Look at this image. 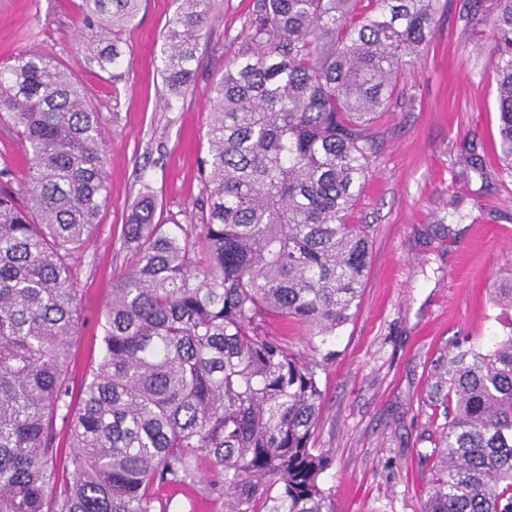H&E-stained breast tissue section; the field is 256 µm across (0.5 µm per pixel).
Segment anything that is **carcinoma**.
Instances as JSON below:
<instances>
[{"label": "carcinoma", "mask_w": 512, "mask_h": 512, "mask_svg": "<svg viewBox=\"0 0 512 512\" xmlns=\"http://www.w3.org/2000/svg\"><path fill=\"white\" fill-rule=\"evenodd\" d=\"M367 2L361 9L357 4ZM141 0H82L84 58L122 56ZM471 21L496 60L499 159L512 171V0ZM440 0H261L250 45L224 61L200 172V222L143 197L124 226L137 262L112 282L102 356L69 377L80 288L72 260L107 199L104 137L72 72L45 55L0 65V122L28 171L0 189V512H163L155 485L207 462L230 512H334L329 460L310 447L321 362L271 331L325 344L358 306L370 240L348 215L370 129L428 44ZM215 0H181L162 36L169 99L185 96ZM512 309V279L490 289ZM424 512H512V322L490 347L446 358ZM69 430V449L55 427Z\"/></svg>", "instance_id": "1"}]
</instances>
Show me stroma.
<instances>
[{
	"mask_svg": "<svg viewBox=\"0 0 512 512\" xmlns=\"http://www.w3.org/2000/svg\"><path fill=\"white\" fill-rule=\"evenodd\" d=\"M81 0H0V63L47 54L71 69L100 114L108 197L73 265L82 292L69 374L80 383L102 354L112 280L137 256L123 229L144 194L163 215L196 223L205 197L212 88L246 46L258 0H223L199 46L183 100L169 103L162 35L179 0H142L119 35L123 61L99 70L79 54ZM472 0H448L433 36L372 127L373 164L349 215L370 227L372 257L351 320L321 346L323 412L312 439L330 460L323 486L335 512H423L443 424L429 399L438 360L458 343H492L512 313L489 288L512 271V173L497 159L495 61L489 28L471 24ZM217 476L161 485L167 512H226L209 494Z\"/></svg>",
	"mask_w": 512,
	"mask_h": 512,
	"instance_id": "obj_1",
	"label": "stroma"
}]
</instances>
